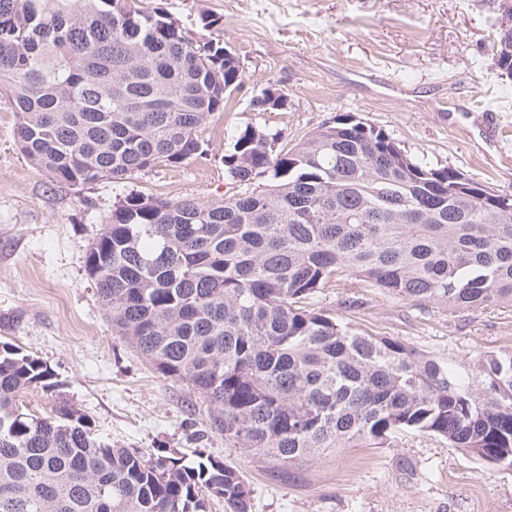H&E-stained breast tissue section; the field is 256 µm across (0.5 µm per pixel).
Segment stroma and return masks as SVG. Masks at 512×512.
Masks as SVG:
<instances>
[{
  "label": "stroma",
  "instance_id": "1",
  "mask_svg": "<svg viewBox=\"0 0 512 512\" xmlns=\"http://www.w3.org/2000/svg\"><path fill=\"white\" fill-rule=\"evenodd\" d=\"M180 28L205 21L238 58L242 82L196 135L204 156L142 170L122 182L75 189L53 181L21 151L17 116L0 94V342L20 346L54 373L56 390H25L20 409L47 415L58 397L87 415L102 441L236 466L252 512H512V471L442 437L398 431L384 443L329 448L291 467L225 445L207 429L203 398L164 380L115 336L86 272L89 249L128 196L224 201L241 188L224 152L252 127L279 147L350 114L384 129L414 161L451 167L488 190L512 194V77L492 64L500 0H142ZM284 104L251 107L265 89ZM496 112L480 123L475 112ZM356 301L348 310L345 300ZM315 307L448 363L512 351V303L448 310L353 278L324 289Z\"/></svg>",
  "mask_w": 512,
  "mask_h": 512
}]
</instances>
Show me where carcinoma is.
Masks as SVG:
<instances>
[{
    "mask_svg": "<svg viewBox=\"0 0 512 512\" xmlns=\"http://www.w3.org/2000/svg\"><path fill=\"white\" fill-rule=\"evenodd\" d=\"M27 27L0 43V90L22 152L60 184L119 183L204 154L196 136L224 111L220 37L185 31L134 0H0ZM512 76V27L492 46ZM222 203L127 196L86 271L112 330L165 380L207 404L208 430L284 468L320 448L400 430L443 437L512 469V352L449 366L307 300L347 272L412 302L512 303V195L408 157L383 129L340 115L287 151L250 128L224 153ZM40 359L0 343V512H251L240 471L114 448L61 398Z\"/></svg>",
    "mask_w": 512,
    "mask_h": 512,
    "instance_id": "obj_1",
    "label": "carcinoma"
}]
</instances>
